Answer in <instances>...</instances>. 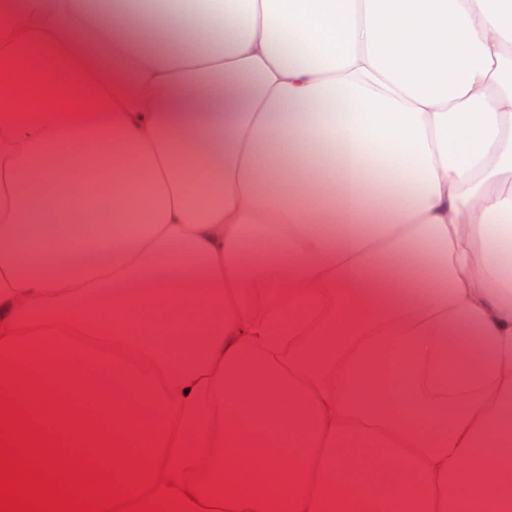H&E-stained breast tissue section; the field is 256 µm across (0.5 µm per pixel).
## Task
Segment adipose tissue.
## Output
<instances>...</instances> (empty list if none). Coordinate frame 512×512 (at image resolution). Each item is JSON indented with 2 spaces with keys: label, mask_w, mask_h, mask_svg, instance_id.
<instances>
[{
  "label": "adipose tissue",
  "mask_w": 512,
  "mask_h": 512,
  "mask_svg": "<svg viewBox=\"0 0 512 512\" xmlns=\"http://www.w3.org/2000/svg\"><path fill=\"white\" fill-rule=\"evenodd\" d=\"M0 15V386L32 422L165 512H512V0ZM246 286L336 325L281 355ZM61 320L149 353L148 400Z\"/></svg>",
  "instance_id": "1"
}]
</instances>
